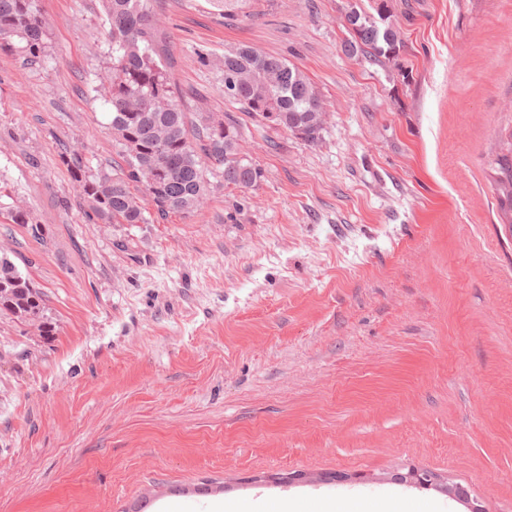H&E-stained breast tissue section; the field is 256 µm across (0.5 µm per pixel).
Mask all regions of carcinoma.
Masks as SVG:
<instances>
[{
  "label": "carcinoma",
  "instance_id": "cac0c4a2",
  "mask_svg": "<svg viewBox=\"0 0 512 512\" xmlns=\"http://www.w3.org/2000/svg\"><path fill=\"white\" fill-rule=\"evenodd\" d=\"M109 22L112 63L101 75V88L111 106L110 129L118 159L112 175H90L75 151L62 154L89 216L105 224H152L171 215L190 217L213 189L207 177L217 173L224 186L251 189L262 171L247 160L240 147L241 127L224 113V126L207 122L202 112H186L163 62L164 47L155 40L145 0H102ZM350 34L345 52L371 62L391 63L403 42L396 29L351 8L343 17ZM46 21L38 0H0V50L15 48L28 56L44 51ZM220 76L237 74L239 86L232 103L251 114L260 126L304 133L317 142L323 131L326 105L308 77L287 59L242 45L224 53ZM495 182L501 209L511 215L512 150L495 159ZM151 204L147 214L143 201ZM41 292L7 256L0 257V314L50 327L43 317Z\"/></svg>",
  "mask_w": 512,
  "mask_h": 512
}]
</instances>
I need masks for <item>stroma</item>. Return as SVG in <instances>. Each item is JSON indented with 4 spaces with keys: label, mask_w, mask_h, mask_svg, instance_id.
Returning a JSON list of instances; mask_svg holds the SVG:
<instances>
[{
    "label": "stroma",
    "mask_w": 512,
    "mask_h": 512,
    "mask_svg": "<svg viewBox=\"0 0 512 512\" xmlns=\"http://www.w3.org/2000/svg\"><path fill=\"white\" fill-rule=\"evenodd\" d=\"M352 5L395 62L345 54ZM40 6L42 57L0 51V253L53 331L0 316V512H469L411 468L512 512V0H147L186 110L262 171L151 224L89 219L61 161L116 156L99 0ZM241 44L315 84L316 144L225 101ZM494 163L496 165L495 182L501 193L500 206L505 214L510 215L508 224H512V143L508 154L499 156Z\"/></svg>",
    "instance_id": "stroma-1"
}]
</instances>
